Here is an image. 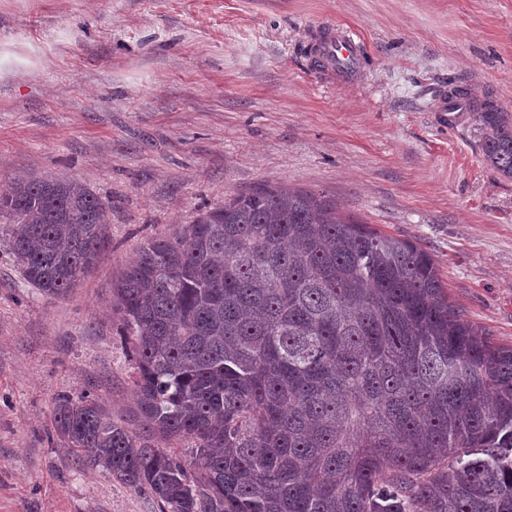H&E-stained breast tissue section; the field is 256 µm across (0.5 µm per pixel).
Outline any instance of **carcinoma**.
<instances>
[{
	"mask_svg": "<svg viewBox=\"0 0 512 512\" xmlns=\"http://www.w3.org/2000/svg\"><path fill=\"white\" fill-rule=\"evenodd\" d=\"M512 178V114L470 99ZM0 223L42 295L108 244L74 179L0 184ZM133 347L130 421L82 396L55 431L159 512H512V347L448 301L419 245L290 187L238 194L140 249L115 288ZM194 442L187 463L158 443Z\"/></svg>",
	"mask_w": 512,
	"mask_h": 512,
	"instance_id": "1",
	"label": "carcinoma"
}]
</instances>
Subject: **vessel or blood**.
Instances as JSON below:
<instances>
[{"label": "vessel or blood", "mask_w": 512, "mask_h": 512, "mask_svg": "<svg viewBox=\"0 0 512 512\" xmlns=\"http://www.w3.org/2000/svg\"><path fill=\"white\" fill-rule=\"evenodd\" d=\"M317 34V56L320 58L323 76L341 84L357 81L362 73L364 48L361 40L353 31L333 22L319 24ZM430 111L436 112L440 123H447L452 112H463L467 102L463 99L448 97L439 93L429 105Z\"/></svg>", "instance_id": "b4317fda"}]
</instances>
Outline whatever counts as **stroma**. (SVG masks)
<instances>
[{"label":"stroma","mask_w":512,"mask_h":512,"mask_svg":"<svg viewBox=\"0 0 512 512\" xmlns=\"http://www.w3.org/2000/svg\"><path fill=\"white\" fill-rule=\"evenodd\" d=\"M364 39L353 84L318 76V23ZM456 81L512 113V0H0V181L56 175L106 205L108 249L65 297L23 280L0 224V512H158L86 466L60 399L134 407L112 286L148 241L225 198L289 186L411 240L448 300L512 345V179L470 115L427 106Z\"/></svg>","instance_id":"1"}]
</instances>
